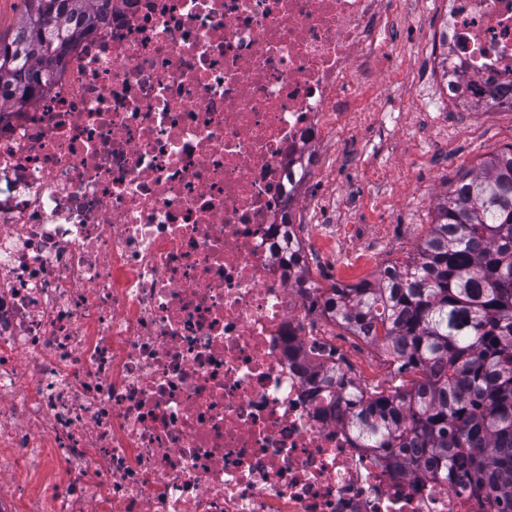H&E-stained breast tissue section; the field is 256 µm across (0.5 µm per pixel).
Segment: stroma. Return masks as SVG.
Listing matches in <instances>:
<instances>
[{"label": "stroma", "instance_id": "obj_1", "mask_svg": "<svg viewBox=\"0 0 512 512\" xmlns=\"http://www.w3.org/2000/svg\"><path fill=\"white\" fill-rule=\"evenodd\" d=\"M426 37L423 27L401 26L395 41L397 63L386 70L382 90L365 92L338 139L316 147L330 165L306 185L304 197L307 204L325 211L326 223L343 229L342 237L308 266L309 275L322 287H330V274L339 263L354 266L351 280L356 283L413 256L448 184L512 144V111L506 109L467 118L449 106L426 119L411 81L422 66L407 54L409 44ZM384 92L394 95L401 108L398 125L386 133L378 130L371 112L372 101ZM364 149L381 164L379 173L362 166Z\"/></svg>", "mask_w": 512, "mask_h": 512}]
</instances>
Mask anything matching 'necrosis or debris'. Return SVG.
I'll return each mask as SVG.
<instances>
[{
	"label": "necrosis or debris",
	"mask_w": 512,
	"mask_h": 512,
	"mask_svg": "<svg viewBox=\"0 0 512 512\" xmlns=\"http://www.w3.org/2000/svg\"><path fill=\"white\" fill-rule=\"evenodd\" d=\"M423 111L512 97V0H101L0 112V512H497L313 402L285 208L398 20Z\"/></svg>",
	"instance_id": "obj_1"
}]
</instances>
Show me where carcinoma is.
Listing matches in <instances>:
<instances>
[{"label": "carcinoma", "instance_id": "cac0c4a2", "mask_svg": "<svg viewBox=\"0 0 512 512\" xmlns=\"http://www.w3.org/2000/svg\"><path fill=\"white\" fill-rule=\"evenodd\" d=\"M25 2L13 33L0 37V104H27L98 20L97 0ZM310 308L394 366L398 383L364 388L352 386L346 362L312 366L316 391L345 401L364 447L512 512V146L448 188L413 258L371 280L318 288Z\"/></svg>", "mask_w": 512, "mask_h": 512}]
</instances>
